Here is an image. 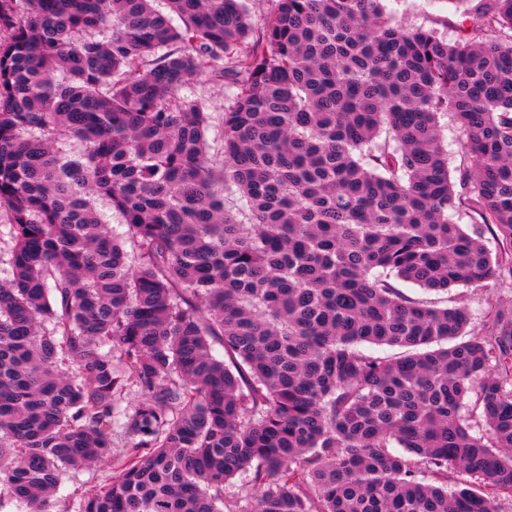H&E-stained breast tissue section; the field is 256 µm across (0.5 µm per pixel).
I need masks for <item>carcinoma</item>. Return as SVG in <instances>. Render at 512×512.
I'll use <instances>...</instances> for the list:
<instances>
[{"mask_svg":"<svg viewBox=\"0 0 512 512\" xmlns=\"http://www.w3.org/2000/svg\"><path fill=\"white\" fill-rule=\"evenodd\" d=\"M272 2L257 31L247 0H0V509L53 512L119 428L78 512L512 504V311L474 334L393 284L512 279V0H448L453 42ZM202 73L232 88L219 155ZM440 135L441 144L445 150L448 151V167L451 175L458 179L460 175V152H459V137L460 134L454 124L448 121V117L440 119ZM113 460L115 463V458L112 457V466L109 464H96L87 468L68 471L57 494L58 500H61L57 504V508L62 509L64 501L66 506H70V508L75 507L77 493L79 494L85 489L105 483L112 476L113 472L116 471Z\"/></svg>","mask_w":512,"mask_h":512,"instance_id":"1","label":"carcinoma"}]
</instances>
